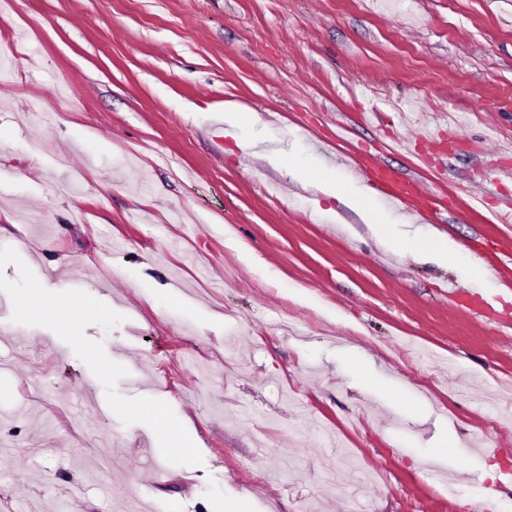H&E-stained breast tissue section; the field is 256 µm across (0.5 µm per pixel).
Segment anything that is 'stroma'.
Masks as SVG:
<instances>
[{
    "label": "stroma",
    "instance_id": "obj_1",
    "mask_svg": "<svg viewBox=\"0 0 512 512\" xmlns=\"http://www.w3.org/2000/svg\"><path fill=\"white\" fill-rule=\"evenodd\" d=\"M1 59L0 512H512V304L448 296L512 284V0H8ZM228 101L287 166L214 132ZM361 154L489 278L293 178ZM374 174V182L386 200L413 215L426 216L430 208V196L420 185L411 181L401 182L394 172L387 168H377ZM411 200H414L415 204H412ZM448 295L459 299L464 307L478 310L479 313H482V315L488 319L495 317L492 310H487L483 307L482 298L475 288L453 285L452 288H449ZM27 309L34 315H41L47 311L54 312L61 320L90 315V311L85 307L83 300H76L68 296L49 299L44 293H41L35 300H28Z\"/></svg>",
    "mask_w": 512,
    "mask_h": 512
}]
</instances>
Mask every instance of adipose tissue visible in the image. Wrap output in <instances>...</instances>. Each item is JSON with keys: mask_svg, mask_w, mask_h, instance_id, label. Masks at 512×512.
Masks as SVG:
<instances>
[{"mask_svg": "<svg viewBox=\"0 0 512 512\" xmlns=\"http://www.w3.org/2000/svg\"><path fill=\"white\" fill-rule=\"evenodd\" d=\"M302 175L322 194L330 197H344L349 206L368 225L372 235L381 243L401 249L417 260L444 263L451 259L463 258L464 253L461 247L445 233L432 232L430 237L420 246L411 245L408 240L394 235L391 221H388L386 216L374 213L372 210L370 202L373 198V191L368 185L338 183L335 172L327 169L325 165L318 161L304 169Z\"/></svg>", "mask_w": 512, "mask_h": 512, "instance_id": "adipose-tissue-1", "label": "adipose tissue"}]
</instances>
